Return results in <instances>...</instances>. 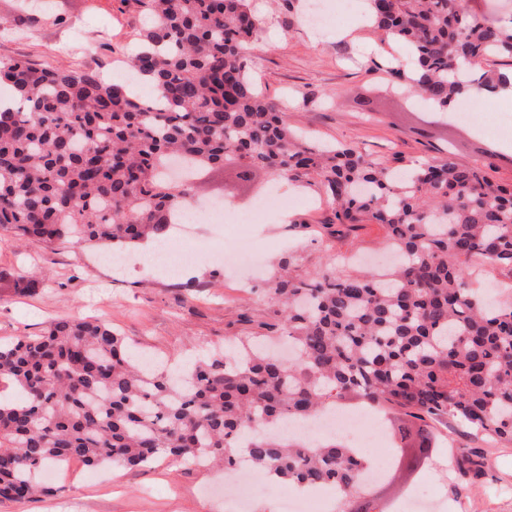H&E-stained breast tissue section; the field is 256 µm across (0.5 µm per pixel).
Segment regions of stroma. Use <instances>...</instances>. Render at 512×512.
<instances>
[{"instance_id":"35a3bbf8","label":"stroma","mask_w":512,"mask_h":512,"mask_svg":"<svg viewBox=\"0 0 512 512\" xmlns=\"http://www.w3.org/2000/svg\"><path fill=\"white\" fill-rule=\"evenodd\" d=\"M264 22L251 52L250 71L262 94L286 102L291 127L312 144H349L381 166L402 167L452 152L462 165L480 164L491 179L512 185V112L506 100L488 98L470 120L433 111L393 91L375 70L380 53L409 56L410 49L382 41L374 27L359 37L341 30L368 15L367 6L319 32L307 22L308 0H250ZM0 22L23 28L20 36L0 35V58L74 70L91 67L111 77L139 42L144 18L138 0H0ZM368 99L372 117L357 102ZM265 223L197 224L190 276L166 277L139 264L116 275L103 250L62 243L31 245L0 235V342L36 335L50 321L91 319L110 324L140 350L169 363L188 365L223 346L229 338L268 335L277 307L264 293L281 259L291 271L309 274L342 253L360 265H375L385 230L378 224L338 226L317 185L276 180ZM193 196L222 199L235 211L253 200L235 185L233 168L196 181ZM289 213L282 223L281 213ZM35 271L41 283L32 294L13 286L21 272ZM437 448L425 467L450 512H512V442L486 443L465 429L431 426ZM475 449L483 475L458 480L460 449ZM219 475L167 458L150 467L106 465L92 478L57 480V495L21 503H0V512H224L206 497Z\"/></svg>"}]
</instances>
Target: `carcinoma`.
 <instances>
[{
    "label": "carcinoma",
    "instance_id": "cac0c4a2",
    "mask_svg": "<svg viewBox=\"0 0 512 512\" xmlns=\"http://www.w3.org/2000/svg\"><path fill=\"white\" fill-rule=\"evenodd\" d=\"M151 25L129 66L141 96L94 69L0 58V231L30 242L126 251L167 239L187 183L167 179L173 155L192 172L238 165L316 178L336 224H380L396 268L386 279L332 258L309 275L278 273L269 288L293 361L251 343L176 371L146 370L103 322L57 320L38 336L0 343V502L50 496L49 467L148 465L165 454L246 460L294 487L330 485L350 512H390L362 487L367 460L343 444L291 442L285 418L311 419L340 402L394 411L392 474H418L435 448L429 423L451 419L490 441H512V303L469 287L476 262L512 271V187L452 155L392 172L352 146L305 144L287 107L248 72L262 19L249 0H141ZM374 24L411 50L407 65L374 62L398 87L446 111L470 86L496 88L512 60V28L481 20L462 0H369ZM465 475H483L462 451Z\"/></svg>",
    "mask_w": 512,
    "mask_h": 512
}]
</instances>
